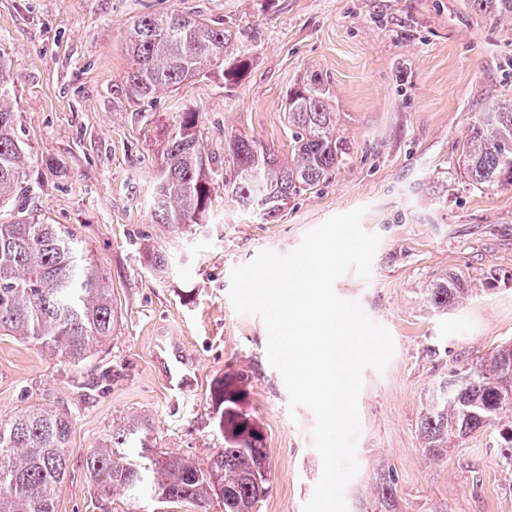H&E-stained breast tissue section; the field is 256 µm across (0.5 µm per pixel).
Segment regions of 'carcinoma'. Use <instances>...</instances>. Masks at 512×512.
Masks as SVG:
<instances>
[{
	"label": "carcinoma",
	"mask_w": 512,
	"mask_h": 512,
	"mask_svg": "<svg viewBox=\"0 0 512 512\" xmlns=\"http://www.w3.org/2000/svg\"><path fill=\"white\" fill-rule=\"evenodd\" d=\"M494 20H512V0H472ZM229 31L195 15L147 14L129 30L125 87L140 98L177 89L196 77L235 81L245 68L224 59ZM13 82L0 53V208L23 189L30 149L11 105ZM285 112L291 152L282 158L261 142L224 133V157L209 155L200 135L201 113H182L168 135L164 172L155 188L151 220L180 242L203 232L210 221L212 189L251 219L267 224L288 200L318 187L343 164L346 147L336 134V112L317 77L288 95ZM458 169L476 188L512 186V95L479 112L469 127ZM65 224H43L21 215L0 223V335L39 346L79 364L93 348L112 340L117 307L107 273ZM144 266L161 279L172 252L147 244ZM467 293L463 277L447 272L422 294L437 312H448ZM242 377L220 380L212 392L215 419L224 439L206 464L157 447L149 420L133 418L109 429L87 455L100 493L120 490L138 500L150 496L209 512L218 499L224 512H255L271 489L261 426L242 410ZM493 427L500 456L512 467V343L471 364L454 367L429 393L419 433L423 456L436 461L471 434ZM74 418L63 408H32L0 420V512H58L66 480ZM395 478L382 467L357 512H400Z\"/></svg>",
	"instance_id": "carcinoma-1"
}]
</instances>
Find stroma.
<instances>
[{"mask_svg": "<svg viewBox=\"0 0 512 512\" xmlns=\"http://www.w3.org/2000/svg\"><path fill=\"white\" fill-rule=\"evenodd\" d=\"M172 12L229 29V55L247 62L238 82L203 77L151 99L127 93L133 22ZM0 52L11 61L32 152L30 205L47 223L75 229L110 277L117 305L111 343L77 366L0 336V420L58 405L75 417L58 512H194L135 504L119 491L101 497L86 452L110 428L145 416L160 448L207 462L224 444L210 392L238 375L272 472L257 510L303 512L322 471L315 417L290 408L267 359V328L235 312L230 274L260 250H294L311 229L361 206L362 228L380 238L371 272H348L334 289L385 326L396 351L384 372L362 375L358 472L345 501L354 505L383 465L401 512H435L444 502L452 512H512V470L491 432L438 462L422 456L419 434L434 381L512 342V187L477 189L456 166L475 113L512 93V21L492 20L469 0H0ZM313 76L335 107L348 160L269 224L250 221L216 186L205 232L185 242L167 278L152 277L138 244L162 235L148 202L182 112L200 113L216 158L228 130L283 157L287 94ZM451 271L463 275L467 294L435 312L422 290ZM162 333L179 335L194 359L191 392L164 384L154 360Z\"/></svg>", "mask_w": 512, "mask_h": 512, "instance_id": "obj_1", "label": "stroma"}]
</instances>
